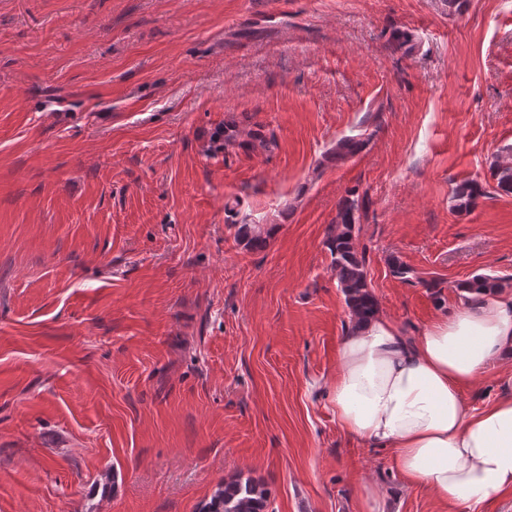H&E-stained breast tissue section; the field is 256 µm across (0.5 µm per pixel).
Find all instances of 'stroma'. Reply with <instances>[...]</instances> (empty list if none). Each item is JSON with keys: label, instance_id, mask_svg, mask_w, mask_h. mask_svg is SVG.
I'll return each mask as SVG.
<instances>
[{"label": "stroma", "instance_id": "stroma-1", "mask_svg": "<svg viewBox=\"0 0 512 512\" xmlns=\"http://www.w3.org/2000/svg\"><path fill=\"white\" fill-rule=\"evenodd\" d=\"M231 121L275 147L224 149ZM498 161L512 0H0V512H199L238 473L268 512H357L364 482L441 512L336 424L326 240L367 197L368 281L409 329L473 276L512 290ZM510 391L512 359L465 400Z\"/></svg>", "mask_w": 512, "mask_h": 512}]
</instances>
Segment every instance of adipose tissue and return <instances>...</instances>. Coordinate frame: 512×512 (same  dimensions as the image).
I'll list each match as a JSON object with an SVG mask.
<instances>
[{"label": "adipose tissue", "mask_w": 512, "mask_h": 512, "mask_svg": "<svg viewBox=\"0 0 512 512\" xmlns=\"http://www.w3.org/2000/svg\"><path fill=\"white\" fill-rule=\"evenodd\" d=\"M512 357V292L471 293L417 330L383 313L351 321L329 390L338 425L388 448L446 512L512 493V394L471 410L463 392Z\"/></svg>", "instance_id": "adipose-tissue-1"}]
</instances>
